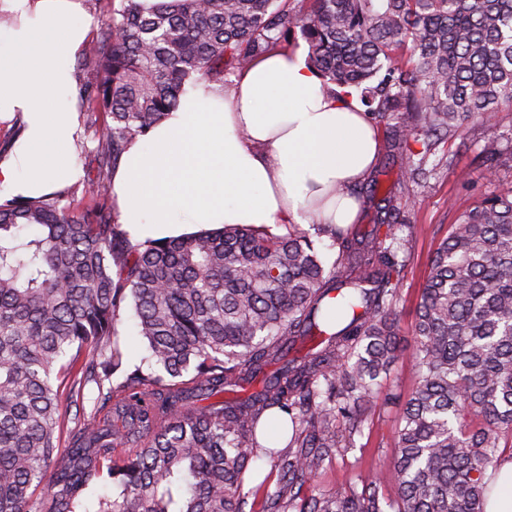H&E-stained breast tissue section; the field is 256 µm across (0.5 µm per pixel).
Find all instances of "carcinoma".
Wrapping results in <instances>:
<instances>
[{
	"label": "carcinoma",
	"instance_id": "obj_1",
	"mask_svg": "<svg viewBox=\"0 0 512 512\" xmlns=\"http://www.w3.org/2000/svg\"><path fill=\"white\" fill-rule=\"evenodd\" d=\"M110 2L85 52L99 74L88 101L104 115L96 177L79 199L0 203V512H89L100 480L112 496L94 512H245L260 456L278 473L260 512H485L488 473L512 458V191L462 212L436 249L395 452L386 473L360 471L337 492L306 485L336 458L339 422L350 440L362 433L377 379L404 352L399 253L415 225L396 191L374 174L336 187L374 217L364 231L312 224L338 248L330 265L295 224L134 242L105 199L109 169L186 86L224 94L297 34L327 88L384 123L399 190L420 185L440 143L512 112V0ZM128 304L149 373L123 368ZM67 383L77 401L89 384L98 398L62 448ZM284 415L300 429L283 444L269 420Z\"/></svg>",
	"mask_w": 512,
	"mask_h": 512
}]
</instances>
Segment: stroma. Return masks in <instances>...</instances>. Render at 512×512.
Segmentation results:
<instances>
[{
	"instance_id": "stroma-1",
	"label": "stroma",
	"mask_w": 512,
	"mask_h": 512,
	"mask_svg": "<svg viewBox=\"0 0 512 512\" xmlns=\"http://www.w3.org/2000/svg\"><path fill=\"white\" fill-rule=\"evenodd\" d=\"M495 144L499 163L495 177L485 178L476 158L480 147ZM434 160L437 173L422 187L402 194L401 207L415 226L401 272L398 329L403 345L412 342L420 289L430 257L459 214L483 197L512 189V112L493 114L489 122L469 126L464 136L440 144ZM416 379L415 365L401 356L386 385L374 395L364 433L352 447L341 449L313 484L324 491L347 489L359 471L379 465L394 451L399 426L396 400L407 399Z\"/></svg>"
}]
</instances>
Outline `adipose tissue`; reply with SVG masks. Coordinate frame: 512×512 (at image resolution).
I'll use <instances>...</instances> for the list:
<instances>
[{
	"label": "adipose tissue",
	"instance_id": "obj_1",
	"mask_svg": "<svg viewBox=\"0 0 512 512\" xmlns=\"http://www.w3.org/2000/svg\"><path fill=\"white\" fill-rule=\"evenodd\" d=\"M18 27L0 29V119L20 118L0 158V196L38 197L77 182L72 64L91 22L80 0H0ZM231 96L199 85L112 173L119 221L137 240L195 227L252 224L286 232L308 214L349 225L360 201L336 196L380 152L377 128L336 97L304 54L281 50L239 74Z\"/></svg>",
	"mask_w": 512,
	"mask_h": 512
}]
</instances>
